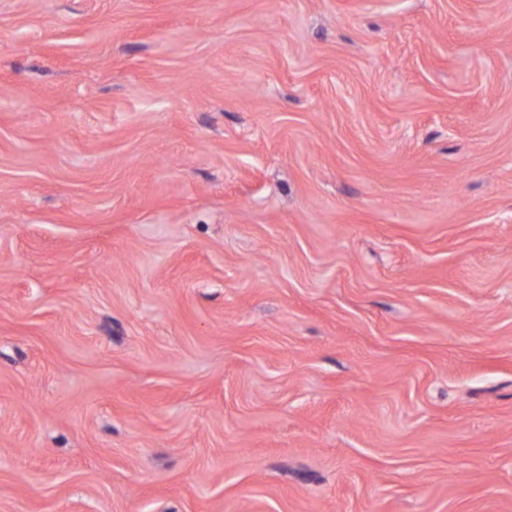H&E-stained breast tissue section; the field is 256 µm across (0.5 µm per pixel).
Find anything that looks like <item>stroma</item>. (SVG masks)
Returning a JSON list of instances; mask_svg holds the SVG:
<instances>
[{
  "label": "stroma",
  "instance_id": "35a3bbf8",
  "mask_svg": "<svg viewBox=\"0 0 512 512\" xmlns=\"http://www.w3.org/2000/svg\"><path fill=\"white\" fill-rule=\"evenodd\" d=\"M0 512H512V0H0Z\"/></svg>",
  "mask_w": 512,
  "mask_h": 512
}]
</instances>
